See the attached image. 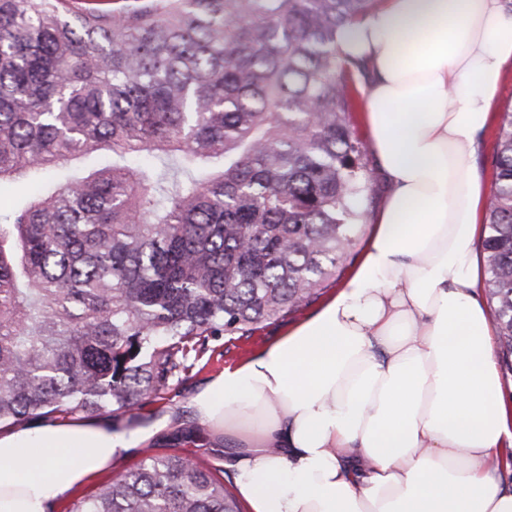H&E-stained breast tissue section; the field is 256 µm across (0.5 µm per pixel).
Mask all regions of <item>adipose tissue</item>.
<instances>
[{"mask_svg":"<svg viewBox=\"0 0 512 512\" xmlns=\"http://www.w3.org/2000/svg\"><path fill=\"white\" fill-rule=\"evenodd\" d=\"M339 51L367 75L369 145L390 186L363 258L190 407L250 512H512L474 164L512 64V0H379ZM161 430L102 418L0 434V512H49Z\"/></svg>","mask_w":512,"mask_h":512,"instance_id":"ef3b65f1","label":"adipose tissue"}]
</instances>
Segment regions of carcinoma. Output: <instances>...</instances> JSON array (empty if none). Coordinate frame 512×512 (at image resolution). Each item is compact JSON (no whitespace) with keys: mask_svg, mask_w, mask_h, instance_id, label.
I'll use <instances>...</instances> for the list:
<instances>
[{"mask_svg":"<svg viewBox=\"0 0 512 512\" xmlns=\"http://www.w3.org/2000/svg\"><path fill=\"white\" fill-rule=\"evenodd\" d=\"M375 4L0 0V192L29 189L0 211V430L137 421L210 340L335 282L371 181L337 40ZM492 164L485 288L512 372V109ZM221 473L153 454L62 512H243Z\"/></svg>","mask_w":512,"mask_h":512,"instance_id":"cac0c4a2","label":"carcinoma"}]
</instances>
